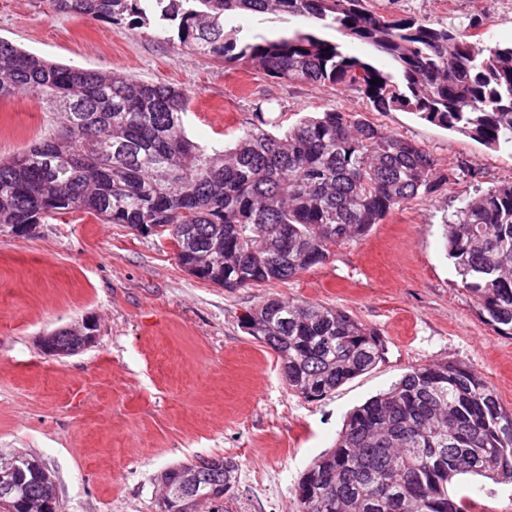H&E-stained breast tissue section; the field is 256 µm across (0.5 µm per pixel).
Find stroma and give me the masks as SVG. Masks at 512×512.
<instances>
[{
	"label": "stroma",
	"instance_id": "stroma-1",
	"mask_svg": "<svg viewBox=\"0 0 512 512\" xmlns=\"http://www.w3.org/2000/svg\"><path fill=\"white\" fill-rule=\"evenodd\" d=\"M387 16L482 19L512 43V0H370ZM0 38L40 58L187 89L190 138L228 144L263 116L277 132L335 107L424 148L435 184L294 278L229 291L178 263L170 242L80 214L28 234L0 231V454L39 458L63 512H161V473L222 456L237 480L221 512H297L294 489L333 447L348 414L413 368L470 367L512 409V335L481 316L449 260L444 225L464 202L512 182V155L404 111L375 112L344 88L289 82L179 46L154 25L130 28L0 0ZM57 118L28 94L0 103V158ZM275 297L346 310L385 343L380 361L326 396L289 389L276 354L240 323ZM94 327L89 346L52 356L43 336ZM479 512H512V484L458 476Z\"/></svg>",
	"mask_w": 512,
	"mask_h": 512
}]
</instances>
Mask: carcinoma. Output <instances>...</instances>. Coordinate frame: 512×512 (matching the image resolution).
<instances>
[{"label": "carcinoma", "instance_id": "1", "mask_svg": "<svg viewBox=\"0 0 512 512\" xmlns=\"http://www.w3.org/2000/svg\"><path fill=\"white\" fill-rule=\"evenodd\" d=\"M78 18L135 28L154 21L180 46L288 81L340 85L377 112L405 111L512 149V44L491 46L467 26L412 16L388 19L365 0H49ZM275 13L302 28L250 38L228 16ZM334 29L386 55L385 71L323 37ZM379 79L376 84L373 79ZM25 92L62 118L59 129L0 159V229L77 213L164 238L191 275L227 289L286 281L324 263L390 212L431 189L434 160L420 146L327 109L274 135L252 125L231 146L200 145L186 132L191 98L145 83L50 62L0 39V101ZM448 256L487 322L512 335V182L469 200L445 225ZM247 333L277 355L288 387L318 398L368 371L381 335L347 312L269 298L247 310ZM55 354L82 349L83 334L53 333ZM38 460L0 454V505L24 512L53 497L32 477ZM192 468L196 482L180 473ZM222 456L161 474L179 512H200L236 479ZM512 482V410L457 364L413 369L355 409L333 448L295 488L298 512H474L449 492L460 475Z\"/></svg>", "mask_w": 512, "mask_h": 512}]
</instances>
